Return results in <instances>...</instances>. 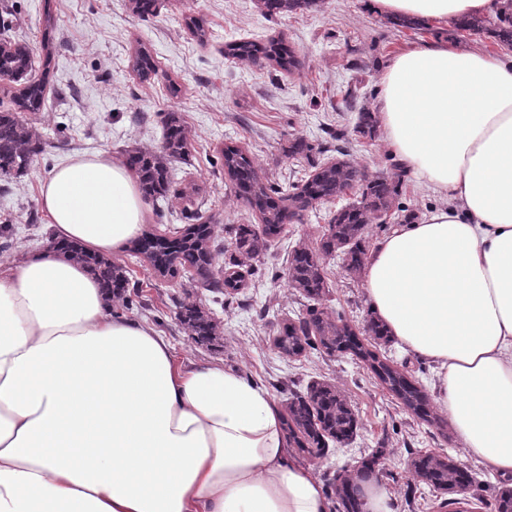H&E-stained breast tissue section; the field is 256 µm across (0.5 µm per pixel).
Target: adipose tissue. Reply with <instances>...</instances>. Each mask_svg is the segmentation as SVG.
<instances>
[{"mask_svg":"<svg viewBox=\"0 0 512 512\" xmlns=\"http://www.w3.org/2000/svg\"><path fill=\"white\" fill-rule=\"evenodd\" d=\"M504 0H371L448 26ZM377 110L400 164L446 206L397 224L362 270L369 312L434 367L465 458L512 476V56L411 43ZM53 240L120 252L146 221L133 171L76 156L40 182ZM52 247L0 263V512H331L270 393L220 364L179 363L146 322L111 315Z\"/></svg>","mask_w":512,"mask_h":512,"instance_id":"adipose-tissue-1","label":"adipose tissue"}]
</instances>
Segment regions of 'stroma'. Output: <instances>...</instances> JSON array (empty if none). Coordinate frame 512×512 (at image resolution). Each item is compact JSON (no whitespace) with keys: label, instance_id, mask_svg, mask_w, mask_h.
<instances>
[{"label":"stroma","instance_id":"35a3bbf8","mask_svg":"<svg viewBox=\"0 0 512 512\" xmlns=\"http://www.w3.org/2000/svg\"><path fill=\"white\" fill-rule=\"evenodd\" d=\"M13 2L14 38L39 44L49 16L56 33L47 104L25 115L40 134L44 151L27 175L0 185V226L9 225L14 243L0 253L6 263L42 251L52 235L40 207L39 183L53 167L81 154L104 151L121 159L135 147L158 149L171 112L182 115L193 135L187 162L173 166L175 187L187 196L146 202L144 231L164 232L196 212L214 224L217 241L227 248L232 225L259 223L258 213L235 195L218 160L224 146L232 144L246 151L269 182L283 187L307 179L314 164L340 155L368 174L398 181L402 211L390 223L369 226L367 242L375 244L391 224L402 223L403 211L423 217L445 203L398 167L381 136L353 133L357 108L374 107L388 58L404 44L440 37L491 53L499 50L489 38L449 28L398 31L369 9V0H318L307 11L277 17L266 15L259 0H162L157 14L143 20L133 15L129 0ZM190 16L204 22L207 41L187 29ZM271 38L284 39L295 49L297 69L287 72L264 58L242 61L224 52L235 40L264 43ZM139 44L158 66L157 77L148 82L133 70ZM340 129L345 132L341 141L336 138ZM297 137L319 146V153L308 160L290 158L288 144ZM343 202L313 205L286 224L281 238L246 272L245 288L229 304L223 295L193 287L186 274L157 276L146 262L123 250L116 259L128 267L140 292L139 304L128 314L166 336L179 362L239 369L264 385L278 404L312 383L335 385L354 407L359 429L349 445L329 446L323 457L310 459L323 483L374 454L395 512H441L442 493L417 477L410 465L417 454L431 452L475 474V484L464 494L474 512H496L499 495L512 488V479L464 458L457 434L436 403L428 404L426 416H418L352 354L308 348L289 357L274 345L281 322L306 318L316 304L340 313L364 345L373 344L365 331L369 311L361 275L347 270L341 258L324 262L329 291L319 303L287 286L289 251L299 244L317 247ZM185 299L213 312L223 329L221 347L199 346L180 328L175 304Z\"/></svg>","mask_w":512,"mask_h":512}]
</instances>
